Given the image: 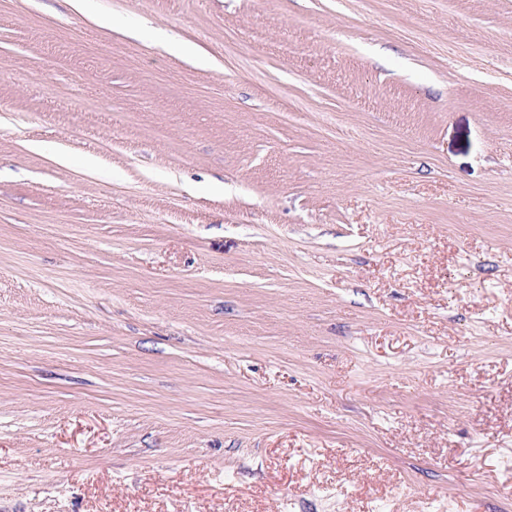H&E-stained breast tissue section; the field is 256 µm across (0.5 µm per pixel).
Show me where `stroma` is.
I'll return each mask as SVG.
<instances>
[{
  "mask_svg": "<svg viewBox=\"0 0 512 512\" xmlns=\"http://www.w3.org/2000/svg\"><path fill=\"white\" fill-rule=\"evenodd\" d=\"M85 2L0 0V512H512V0Z\"/></svg>",
  "mask_w": 512,
  "mask_h": 512,
  "instance_id": "1",
  "label": "stroma"
}]
</instances>
